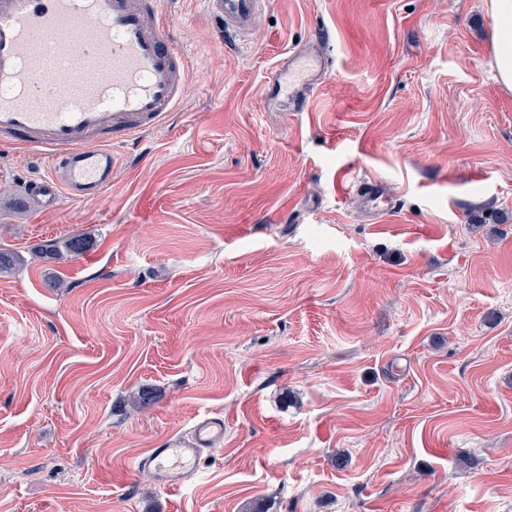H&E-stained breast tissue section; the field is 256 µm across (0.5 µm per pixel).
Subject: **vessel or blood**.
I'll return each mask as SVG.
<instances>
[{"mask_svg":"<svg viewBox=\"0 0 512 512\" xmlns=\"http://www.w3.org/2000/svg\"><path fill=\"white\" fill-rule=\"evenodd\" d=\"M172 0H0V136L44 158L30 181L36 208L96 195L112 185V147L167 117L185 94L184 55L170 32ZM225 30L248 37L271 0H203ZM311 52L288 58L287 96L300 101L317 72ZM373 215L391 208L376 179L355 186ZM224 422L209 417L189 437L170 436L143 466L168 489L197 469L203 450L222 444Z\"/></svg>","mask_w":512,"mask_h":512,"instance_id":"b4317fda","label":"vessel or blood"}]
</instances>
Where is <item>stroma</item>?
<instances>
[{
  "label": "stroma",
  "instance_id": "1",
  "mask_svg": "<svg viewBox=\"0 0 512 512\" xmlns=\"http://www.w3.org/2000/svg\"><path fill=\"white\" fill-rule=\"evenodd\" d=\"M187 91L34 208L0 146V512H512V91L485 0H175ZM324 73L301 111L293 50ZM384 183L364 211L349 185ZM155 401L139 409V391ZM224 418L182 486L149 449ZM271 0H203L210 15L224 24V31H233L241 37H248L254 21ZM351 188L360 196L363 207L374 216H379L391 209V201L384 184L376 179L359 182ZM88 246L86 238L81 234L73 235L67 238L61 246H58L55 241L41 245L40 248L35 250V255L40 254V257H53L62 258L63 252L70 257H77L81 255Z\"/></svg>",
  "mask_w": 512,
  "mask_h": 512
}]
</instances>
